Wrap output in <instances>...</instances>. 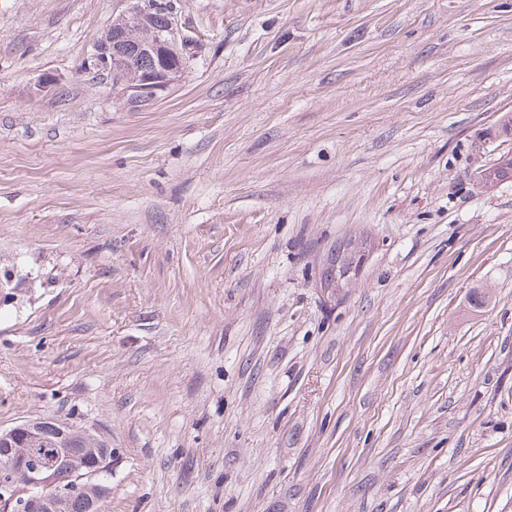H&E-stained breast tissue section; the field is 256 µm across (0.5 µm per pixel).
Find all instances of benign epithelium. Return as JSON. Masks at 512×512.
I'll return each instance as SVG.
<instances>
[{
    "label": "benign epithelium",
    "instance_id": "1",
    "mask_svg": "<svg viewBox=\"0 0 512 512\" xmlns=\"http://www.w3.org/2000/svg\"><path fill=\"white\" fill-rule=\"evenodd\" d=\"M189 37L178 27L177 15L170 17L168 26L147 46V50L158 59V65L128 87L125 96L132 100H162L175 83V76L185 66V60L173 63L169 49L178 44H187ZM115 55L105 47H95L90 66L107 69ZM510 157H502L493 164H482L475 171L480 181H493L497 171ZM42 421H26L18 426L0 430V512H67L70 496L83 494L88 503V512H98L99 501L108 493L109 487L101 480L104 474L112 473V446L99 447L100 435L58 420L57 441L54 452L47 456L35 447ZM82 435L90 442L85 455L75 457L65 448L73 433ZM61 468L67 472V483L52 482L50 472Z\"/></svg>",
    "mask_w": 512,
    "mask_h": 512
}]
</instances>
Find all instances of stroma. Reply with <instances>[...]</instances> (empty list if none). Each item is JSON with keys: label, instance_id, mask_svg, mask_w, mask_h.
I'll list each match as a JSON object with an SVG mask.
<instances>
[{"label": "stroma", "instance_id": "stroma-1", "mask_svg": "<svg viewBox=\"0 0 512 512\" xmlns=\"http://www.w3.org/2000/svg\"><path fill=\"white\" fill-rule=\"evenodd\" d=\"M176 3L132 110L129 0H0V429L99 512H512V0ZM161 1H136L137 4L132 6L131 12L136 16L144 15L138 24H129L126 21L127 14L112 21V26L96 45L95 53L89 63L94 69H109L112 59H115V54L113 51L108 52L104 46L98 45H109L112 48L118 46L124 52V66L116 71L112 70V87L120 92L123 91L124 86L135 82L140 75L155 67L126 89L125 96L132 101L148 99L155 102L164 99L176 81L175 76L185 66V60L181 58L177 60L176 64L171 62L169 49L177 46L180 42L181 45H186L189 42V37L180 31L175 11L170 17L168 9L176 8L175 1L166 0L164 8H159L162 6ZM153 10L155 11L149 13ZM169 18L168 26L156 37L154 42L147 46V50L152 54L144 52L143 47L153 38L155 30L162 27ZM153 54L158 59V65H156L157 60ZM44 420L25 421L5 430H0V508L3 512H67L70 496L83 494L89 505L88 512H97L99 501L108 493L109 487L101 480V475L112 473V446L105 443L99 448L100 435L87 429H79L70 423L56 420L42 430L38 448L34 441ZM55 428L57 429V441ZM73 436L69 448L67 440ZM54 452L47 456L40 452ZM85 448L83 457L81 455ZM73 454H71V453ZM62 468L68 477L65 485L58 481L65 478L63 472L52 475L50 472ZM112 478L111 476L109 479ZM1 511V512H2Z\"/></svg>", "mask_w": 512, "mask_h": 512}]
</instances>
